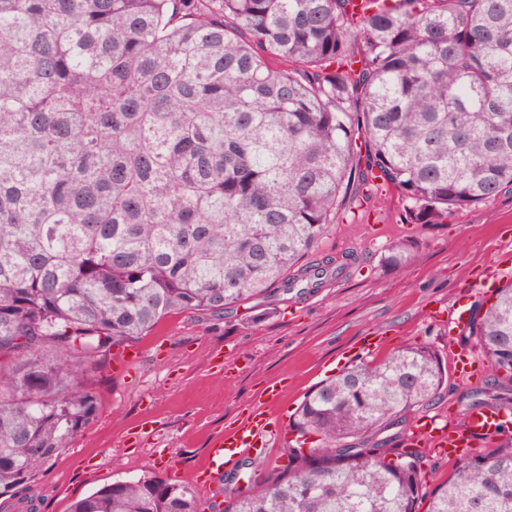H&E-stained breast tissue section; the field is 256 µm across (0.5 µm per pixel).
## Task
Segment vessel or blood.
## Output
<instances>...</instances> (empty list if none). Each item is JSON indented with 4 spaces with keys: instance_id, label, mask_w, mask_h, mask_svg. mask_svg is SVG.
Masks as SVG:
<instances>
[{
    "instance_id": "obj_1",
    "label": "vessel or blood",
    "mask_w": 512,
    "mask_h": 512,
    "mask_svg": "<svg viewBox=\"0 0 512 512\" xmlns=\"http://www.w3.org/2000/svg\"><path fill=\"white\" fill-rule=\"evenodd\" d=\"M452 358L460 378L466 381L481 378L480 363L474 353L462 350L453 353ZM282 394L280 382L267 383L244 410L225 423L223 431L214 436L206 454L192 470V480L199 490H207L218 474L234 469L242 455L287 439V428L273 411ZM503 421L502 412L488 407L472 410L460 426L449 423L443 416L431 417L416 426L405 446L416 453L462 458L494 442Z\"/></svg>"
}]
</instances>
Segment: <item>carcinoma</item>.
I'll return each instance as SVG.
<instances>
[{
  "instance_id": "cac0c4a2",
  "label": "carcinoma",
  "mask_w": 512,
  "mask_h": 512,
  "mask_svg": "<svg viewBox=\"0 0 512 512\" xmlns=\"http://www.w3.org/2000/svg\"><path fill=\"white\" fill-rule=\"evenodd\" d=\"M0 0V497L96 417L87 366L184 310L221 314L347 264H301L346 197L413 224L512 191V0ZM406 243L385 258L401 270ZM467 329L512 415V283ZM424 344L311 391L286 463L210 512H416L393 447L447 383ZM428 512H512V420ZM70 512H200L153 472Z\"/></svg>"
}]
</instances>
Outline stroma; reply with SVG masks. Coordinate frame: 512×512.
<instances>
[{"label": "stroma", "mask_w": 512, "mask_h": 512, "mask_svg": "<svg viewBox=\"0 0 512 512\" xmlns=\"http://www.w3.org/2000/svg\"><path fill=\"white\" fill-rule=\"evenodd\" d=\"M339 223L330 225L305 264L348 260L341 278L321 287L273 290L212 316L186 310L164 318L134 340L138 354L124 372L106 361L87 375L99 411L82 436L53 458L37 478L41 512H67L70 504L117 480L150 470L155 453L170 450L189 473L227 419L268 381L284 378L281 404L291 416L304 397L337 374L339 360L354 353L365 336H385L383 353L411 344L449 349L475 348L453 329L448 312L460 295L486 309L491 290L479 286L483 269L500 263L499 284L512 281V193L471 209H454L439 224H410L397 190L381 186L369 200H350ZM416 258L394 272L383 258L399 243ZM234 361L238 372L225 380L217 362ZM489 377L479 382L449 375L440 397L425 413H452L488 399ZM154 435L141 447L126 436L142 421Z\"/></svg>", "instance_id": "1"}]
</instances>
